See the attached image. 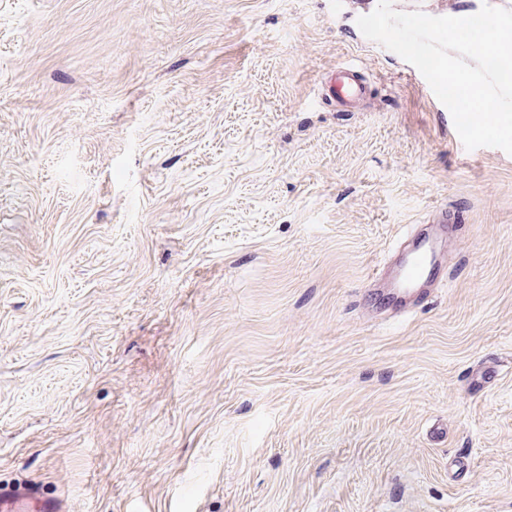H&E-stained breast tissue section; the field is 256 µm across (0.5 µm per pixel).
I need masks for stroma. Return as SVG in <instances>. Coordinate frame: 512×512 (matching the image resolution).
Segmentation results:
<instances>
[{"instance_id": "obj_1", "label": "stroma", "mask_w": 512, "mask_h": 512, "mask_svg": "<svg viewBox=\"0 0 512 512\" xmlns=\"http://www.w3.org/2000/svg\"><path fill=\"white\" fill-rule=\"evenodd\" d=\"M376 4L0 0V499L512 512V155L453 149ZM448 205L446 286L367 304ZM366 95L367 85L361 69L351 62H343L336 68L321 93L331 104L343 107L344 112L358 108Z\"/></svg>"}]
</instances>
